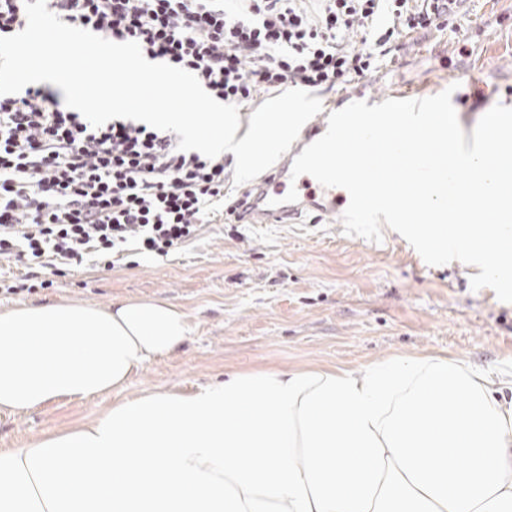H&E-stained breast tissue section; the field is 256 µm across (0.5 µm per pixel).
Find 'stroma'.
Returning <instances> with one entry per match:
<instances>
[{
  "instance_id": "stroma-1",
  "label": "stroma",
  "mask_w": 512,
  "mask_h": 512,
  "mask_svg": "<svg viewBox=\"0 0 512 512\" xmlns=\"http://www.w3.org/2000/svg\"><path fill=\"white\" fill-rule=\"evenodd\" d=\"M457 29L402 33L385 73L316 90L338 97L396 90L428 95L453 87L459 123L476 126L486 90L512 101V0H463ZM470 267L427 265L397 232L379 243L343 232L337 217L303 224H250L227 217L165 257L83 265L49 287L0 295V308L30 301L159 299L184 309L190 335L148 363L128 385L81 402H53L27 415L0 414V448L93 420L112 402L158 388L176 392L232 371L314 365L359 371L393 357L444 356L484 371L512 369V304L472 290Z\"/></svg>"
}]
</instances>
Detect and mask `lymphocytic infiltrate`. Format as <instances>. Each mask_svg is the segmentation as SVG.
<instances>
[{
    "label": "lymphocytic infiltrate",
    "instance_id": "1",
    "mask_svg": "<svg viewBox=\"0 0 512 512\" xmlns=\"http://www.w3.org/2000/svg\"><path fill=\"white\" fill-rule=\"evenodd\" d=\"M64 23L194 74L217 101L379 72L400 32L453 28L442 0H47ZM365 32L347 50L350 30ZM129 119L93 127L60 93L0 95V261L51 274L128 248L164 257L224 216L223 157Z\"/></svg>",
    "mask_w": 512,
    "mask_h": 512
}]
</instances>
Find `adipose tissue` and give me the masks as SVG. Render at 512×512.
I'll return each mask as SVG.
<instances>
[{
	"mask_svg": "<svg viewBox=\"0 0 512 512\" xmlns=\"http://www.w3.org/2000/svg\"><path fill=\"white\" fill-rule=\"evenodd\" d=\"M188 334L162 300L0 309V412L125 388ZM508 390L416 356L145 391L0 448V512H512Z\"/></svg>",
	"mask_w": 512,
	"mask_h": 512,
	"instance_id": "obj_1",
	"label": "adipose tissue"
}]
</instances>
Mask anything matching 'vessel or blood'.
<instances>
[{
	"instance_id": "obj_1",
	"label": "vessel or blood",
	"mask_w": 512,
	"mask_h": 512,
	"mask_svg": "<svg viewBox=\"0 0 512 512\" xmlns=\"http://www.w3.org/2000/svg\"><path fill=\"white\" fill-rule=\"evenodd\" d=\"M326 131L325 125H315L306 129L302 139L293 142L289 155L283 158L274 173L262 181L253 184L245 195L243 207L245 216H264L277 221L300 215L308 203L315 198L325 200L326 210L333 211L341 207L342 202L335 188H321L320 192H312L310 181L306 177H292V159L302 153L310 143L319 139ZM295 186L298 199L296 202H284L283 197L287 186Z\"/></svg>"
}]
</instances>
